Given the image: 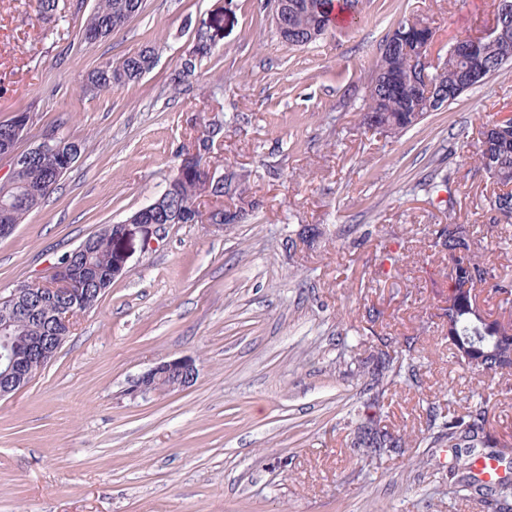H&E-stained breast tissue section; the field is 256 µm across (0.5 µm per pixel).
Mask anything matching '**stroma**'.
Returning <instances> with one entry per match:
<instances>
[{
	"label": "stroma",
	"instance_id": "35a3bbf8",
	"mask_svg": "<svg viewBox=\"0 0 512 512\" xmlns=\"http://www.w3.org/2000/svg\"><path fill=\"white\" fill-rule=\"evenodd\" d=\"M96 0H0V121L30 112L80 142L79 159L0 239V298L44 277L104 225L152 203L184 144L223 126L211 156L252 208L218 230L173 224L73 320L56 356L0 399V512H492L428 452L426 410L489 400L487 429L512 441V376L490 383L450 352L440 225H471L480 256L512 282V224L475 163L483 125L512 116V70L391 138L362 124L386 36L418 15L431 58L484 32L495 0H361L355 19L306 46L284 42L273 0H144L89 41ZM207 30L210 54L172 79ZM151 47L138 82L98 90L96 67ZM318 226L320 236L304 228ZM403 259L381 270L385 251ZM414 339L416 382L390 388L383 425L400 452L356 442L365 379L351 357L378 337ZM192 356L193 386L132 394L156 363Z\"/></svg>",
	"mask_w": 512,
	"mask_h": 512
}]
</instances>
